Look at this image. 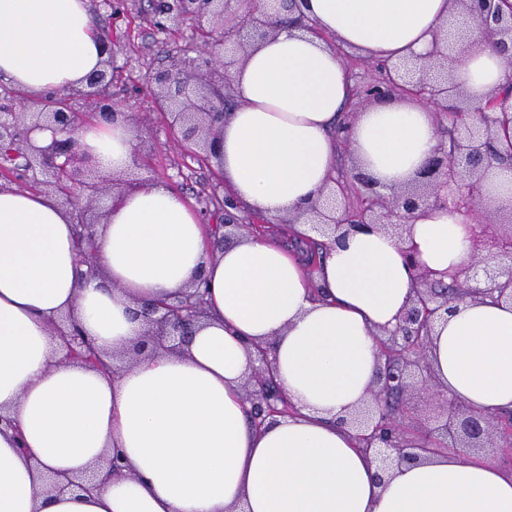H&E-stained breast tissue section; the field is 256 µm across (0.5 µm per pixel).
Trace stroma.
Instances as JSON below:
<instances>
[{"label":"stroma","mask_w":512,"mask_h":512,"mask_svg":"<svg viewBox=\"0 0 512 512\" xmlns=\"http://www.w3.org/2000/svg\"><path fill=\"white\" fill-rule=\"evenodd\" d=\"M100 22L112 30L114 80L112 96L122 101L127 112L146 114L150 122L143 127L144 139L154 143L136 170V179L175 188L194 209H202L204 198L223 197L210 167L198 164L194 155L174 143L175 135L164 113L157 111L152 89L145 77L153 70L169 68L193 46L198 34L193 24L165 33L158 29L147 0H127L120 17L102 10Z\"/></svg>","instance_id":"stroma-1"}]
</instances>
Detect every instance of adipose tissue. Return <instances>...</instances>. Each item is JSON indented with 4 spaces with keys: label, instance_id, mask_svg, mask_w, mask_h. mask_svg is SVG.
Listing matches in <instances>:
<instances>
[{
    "label": "adipose tissue",
    "instance_id": "adipose-tissue-1",
    "mask_svg": "<svg viewBox=\"0 0 512 512\" xmlns=\"http://www.w3.org/2000/svg\"><path fill=\"white\" fill-rule=\"evenodd\" d=\"M333 35L284 28L233 73L241 106L224 119L222 172L234 197L271 220L304 211L334 183L338 140L380 185L410 181L439 144L432 112L383 97L340 124L351 94L338 48L388 63L427 53L449 0H298ZM102 55L88 0H0V80L31 94L68 91ZM505 80L501 58L466 56L452 82L484 100ZM135 132L118 119L85 129L105 171L131 166ZM471 217L430 208L410 221L421 262L464 267ZM92 272L75 226L52 197L0 189V512H512V474L439 455L378 481L339 420L365 399L376 340L398 324L416 280L396 238L377 230L330 242L315 280L281 243L246 237L210 250L182 194L127 195L99 225ZM208 283L209 317L184 351L127 361L116 377L60 361L50 328L70 314L105 352L143 337L136 305ZM266 347L293 414L250 426L243 383ZM428 361L448 399L512 411V302H454ZM123 475L90 494L67 481L105 452Z\"/></svg>",
    "mask_w": 512,
    "mask_h": 512
}]
</instances>
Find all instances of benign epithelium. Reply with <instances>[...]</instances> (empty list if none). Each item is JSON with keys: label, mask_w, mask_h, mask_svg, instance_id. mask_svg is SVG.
Here are the masks:
<instances>
[{"label": "benign epithelium", "mask_w": 512, "mask_h": 512, "mask_svg": "<svg viewBox=\"0 0 512 512\" xmlns=\"http://www.w3.org/2000/svg\"><path fill=\"white\" fill-rule=\"evenodd\" d=\"M287 0H248L243 16L228 18L231 0H156L155 13L164 26L176 30L187 20L196 24L200 40L192 54L148 77L158 110L171 118V127L179 130L182 146L194 149L198 156L220 165L226 92L233 85V70L247 49L275 34L282 27L307 29L319 38L323 31L301 14L286 19L280 9ZM457 13L469 24L457 30L453 39L438 37L431 49L411 62L385 64L379 76L356 90L367 106L382 94L407 97L432 107L448 117L451 128L435 153L410 184L384 195L378 183L356 190L357 202L348 201L351 184L336 181L333 196L319 197L310 206L312 228L339 241L350 231L375 226L403 244L405 262L416 273L417 288L411 305L400 323L384 339L377 341L378 366L370 399L341 423L356 432L357 447L374 455L377 478L416 462L435 448H484L491 444L494 424L485 414H476L458 402L448 400L433 379L428 363V348L434 321L448 314L450 304L466 297H496L512 301V204L492 208L485 189L487 173L512 167V136H503L494 114L512 122V95L493 90L475 103L451 83V73L460 55L479 44L494 50L507 69V86H512V0H451ZM103 59L101 67L80 81L79 88L64 94L67 102L79 96L97 104L98 118L113 122L123 104L112 98V35L99 33ZM53 94L23 95L0 113V167L11 165L6 180H30L43 192L56 196L69 209L72 222L79 225L86 241L80 262L94 266L96 225L106 211V200L118 201L124 195L146 187L143 181L123 179L99 170L87 153L79 132L85 127L82 113L74 106L58 109L51 105ZM52 131L50 143L40 146L33 134ZM430 207L464 210L479 228L471 239L470 264L463 270H431L420 262L416 245L410 240L407 224L412 214ZM239 209L228 195L220 212L209 214L211 236L216 248L244 235L266 231L264 224H243L232 215ZM448 278L450 283L443 282ZM489 288L470 283L480 279ZM137 315L147 329L134 354L142 356L159 350L184 348L195 326L207 317L205 293L192 288L157 304H144ZM52 330L66 339V351L60 363H80L89 368L116 375L118 366L108 364L104 353L82 336L73 322H55ZM273 371L264 347L257 349L251 376L244 386L250 403L249 416L255 427L277 416H286L294 406L282 390L271 391L266 375ZM416 392L436 402L442 424L419 440L402 436L405 401ZM105 477L85 473L70 485L83 492L99 489L105 480L122 474L119 458H108Z\"/></svg>", "instance_id": "benign-epithelium-1"}]
</instances>
